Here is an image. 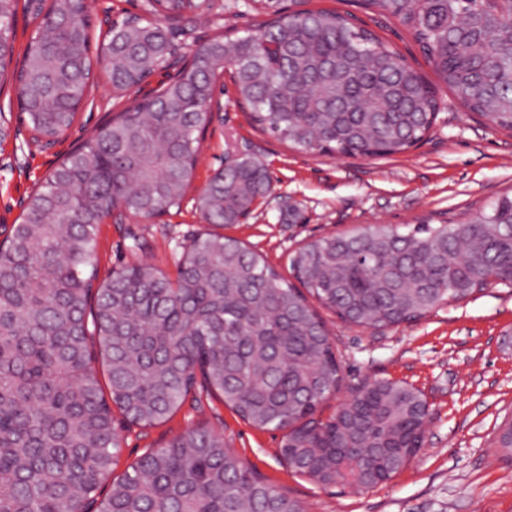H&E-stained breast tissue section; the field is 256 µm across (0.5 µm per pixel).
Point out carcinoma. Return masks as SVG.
I'll return each mask as SVG.
<instances>
[{"label":"carcinoma","instance_id":"cac0c4a2","mask_svg":"<svg viewBox=\"0 0 512 512\" xmlns=\"http://www.w3.org/2000/svg\"><path fill=\"white\" fill-rule=\"evenodd\" d=\"M207 2L154 0L152 17L113 21L103 44L112 92L166 68L175 48L160 19H190ZM17 5L0 0V85L19 86L35 138L56 139L91 88L89 4L52 0L59 25L14 67ZM366 7L412 30L460 104L512 132V0ZM228 67L253 122L299 150L401 154L426 138L440 109L438 87L354 16L300 10L200 46L166 86L66 153L0 242V512H303L203 428L149 449L102 492L121 452L113 411L152 426L198 385L253 426L282 432L280 456L295 474L373 488L416 457L429 404L407 383L374 380L318 417L344 374L313 303L381 329L492 285L512 289L509 195L467 224H374L308 243L290 257L295 284L216 231L191 241L173 278L139 262L95 284L104 218L180 207L216 76ZM270 187L257 159L229 153L198 208L215 227L238 224ZM496 448L512 459V419Z\"/></svg>","mask_w":512,"mask_h":512}]
</instances>
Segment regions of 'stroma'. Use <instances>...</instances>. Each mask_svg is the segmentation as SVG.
<instances>
[{"mask_svg": "<svg viewBox=\"0 0 512 512\" xmlns=\"http://www.w3.org/2000/svg\"><path fill=\"white\" fill-rule=\"evenodd\" d=\"M269 10H328L357 15L381 41L433 77L411 31L394 17L364 8L362 0H265ZM147 0H93L91 45L100 47L103 17L145 14ZM254 0H210L208 11L177 21L176 42L192 53L219 33L262 22ZM153 74L132 96L118 97L103 69L94 73L90 97L64 137L36 143L19 118L15 90L0 91V111L10 134L0 142V238L10 233L37 185L73 145L94 135L112 113L132 99L151 95L167 82ZM427 139L392 156L342 157L297 151L255 127L237 103L229 76L216 81L219 106L208 123L191 187L181 210L159 218L126 217L98 226V277L145 261L175 274L183 250L203 228L195 197L223 169L227 153L254 155L271 177V192L241 223L224 226L283 277L301 245L370 224H461L498 197L512 194V132L494 128L461 106L448 90ZM296 210V223L286 220ZM346 386L325 412L350 394L351 386L375 379L403 381L426 397L431 417L424 444L404 469L368 490L321 487L296 476L281 460L282 434L242 420L219 400L195 391L165 422L122 425V451L114 475L148 449L165 446L187 429L205 426L224 436L244 464L265 483L296 499L305 512H512V462L495 446L498 425L512 416V290L491 286L470 299L441 306L420 320L382 331L364 329L321 310Z\"/></svg>", "mask_w": 512, "mask_h": 512, "instance_id": "1", "label": "stroma"}]
</instances>
